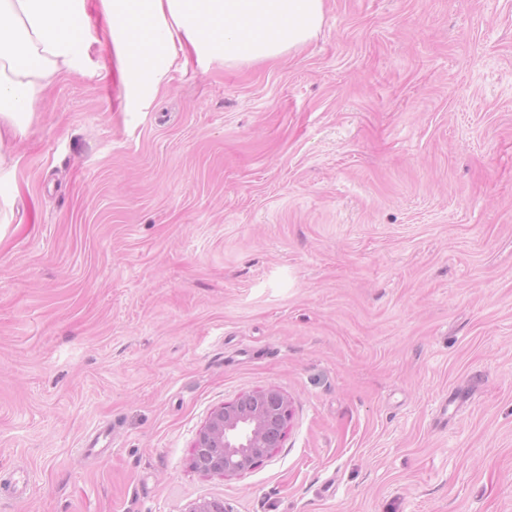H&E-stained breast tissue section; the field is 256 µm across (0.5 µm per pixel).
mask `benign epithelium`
<instances>
[{"instance_id":"7a95c632","label":"benign epithelium","mask_w":512,"mask_h":512,"mask_svg":"<svg viewBox=\"0 0 512 512\" xmlns=\"http://www.w3.org/2000/svg\"><path fill=\"white\" fill-rule=\"evenodd\" d=\"M291 401L267 387L214 409L196 433L190 463L203 475L236 476L269 459L286 436ZM187 512H228L224 500L204 498Z\"/></svg>"}]
</instances>
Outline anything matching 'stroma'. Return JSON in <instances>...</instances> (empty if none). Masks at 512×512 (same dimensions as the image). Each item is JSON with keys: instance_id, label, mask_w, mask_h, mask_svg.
Listing matches in <instances>:
<instances>
[{"instance_id": "obj_1", "label": "stroma", "mask_w": 512, "mask_h": 512, "mask_svg": "<svg viewBox=\"0 0 512 512\" xmlns=\"http://www.w3.org/2000/svg\"><path fill=\"white\" fill-rule=\"evenodd\" d=\"M89 15L0 177V512H512V0H325L135 112ZM270 386L277 452L194 471ZM291 416L290 399L275 387L224 403L196 433L192 469L224 477L254 469L281 447Z\"/></svg>"}]
</instances>
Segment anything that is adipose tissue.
<instances>
[{
    "label": "adipose tissue",
    "instance_id": "adipose-tissue-1",
    "mask_svg": "<svg viewBox=\"0 0 512 512\" xmlns=\"http://www.w3.org/2000/svg\"><path fill=\"white\" fill-rule=\"evenodd\" d=\"M90 0H0V127L21 120L73 71ZM120 79L140 104L169 83L170 60L191 47L227 62H267L319 28L324 0H99Z\"/></svg>",
    "mask_w": 512,
    "mask_h": 512
}]
</instances>
